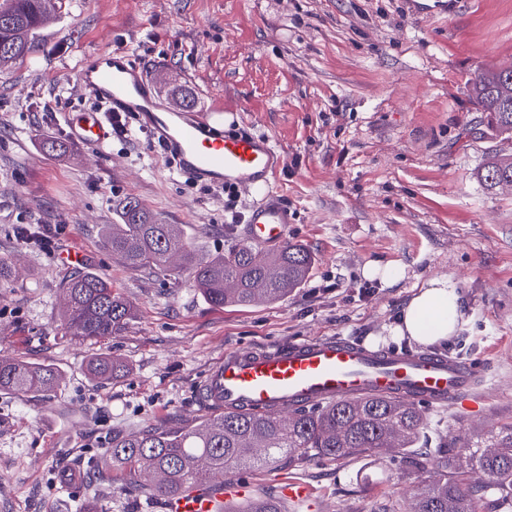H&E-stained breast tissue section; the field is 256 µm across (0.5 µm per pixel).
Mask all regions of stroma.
Instances as JSON below:
<instances>
[{"mask_svg":"<svg viewBox=\"0 0 512 512\" xmlns=\"http://www.w3.org/2000/svg\"><path fill=\"white\" fill-rule=\"evenodd\" d=\"M126 51L170 105L190 90L195 110L223 108L231 128L269 138L283 155L276 186L291 212L289 243L314 264L299 288L249 307H213L181 258L152 272L103 245L129 197L176 224L197 256L243 241L224 193L189 184L143 134L105 152L71 139L65 116L86 110L76 71L90 54ZM512 67V0H63L28 55L0 71V360L53 367L48 392L0 391V512H163L128 492L110 466L90 485L89 460L113 436L197 419V387L237 345L342 336L406 351L390 336L400 307L432 277L457 282L463 311L437 355L483 362V408L424 410L436 437L463 444L512 425V190H487L489 155L512 152L470 99L484 70ZM56 112H48V105ZM55 138L65 153L48 154ZM60 225L47 255L21 238ZM80 252L78 267L61 255ZM370 264L399 268L393 285ZM111 281L134 306L119 335L66 332L63 283L75 270ZM100 355L126 371L87 373ZM391 449L296 458L244 469L253 495L282 481L311 486L321 512H386L412 504L424 479Z\"/></svg>","mask_w":512,"mask_h":512,"instance_id":"stroma-1","label":"stroma"}]
</instances>
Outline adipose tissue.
I'll list each match as a JSON object with an SVG mask.
<instances>
[{
    "mask_svg": "<svg viewBox=\"0 0 512 512\" xmlns=\"http://www.w3.org/2000/svg\"><path fill=\"white\" fill-rule=\"evenodd\" d=\"M462 316V299L453 279L430 278L402 306L391 336L419 346H443L454 336Z\"/></svg>",
    "mask_w": 512,
    "mask_h": 512,
    "instance_id": "adipose-tissue-1",
    "label": "adipose tissue"
}]
</instances>
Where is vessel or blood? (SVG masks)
<instances>
[{"mask_svg": "<svg viewBox=\"0 0 512 512\" xmlns=\"http://www.w3.org/2000/svg\"><path fill=\"white\" fill-rule=\"evenodd\" d=\"M77 83L86 95L111 111L135 114L164 147V156L190 180L245 189L255 197L244 228L247 242L277 249L288 242V208L275 185L283 164L269 138L248 133L215 134L223 124L219 108L178 112L161 108L144 71L122 50L84 58ZM75 142L104 148L112 131L97 112L66 116ZM485 370L426 351H380L338 336L241 346L224 352L210 366L197 391L206 412L280 415L298 408H319L366 394L394 396L427 408L467 409L479 398ZM237 480L224 488L194 484L164 501L165 512H224L225 495L247 493ZM281 495L310 506L313 490L294 480L282 483Z\"/></svg>", "mask_w": 512, "mask_h": 512, "instance_id": "1", "label": "vessel or blood"}]
</instances>
